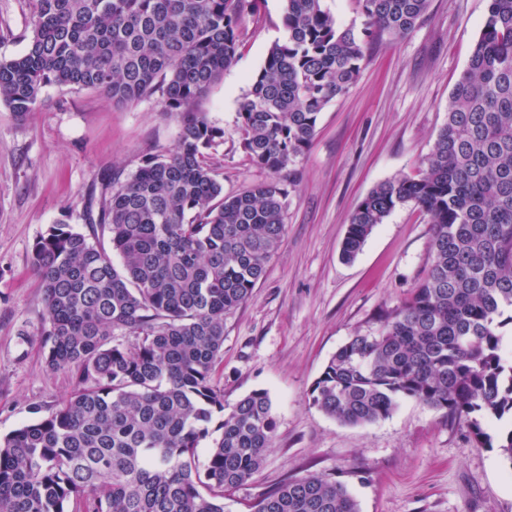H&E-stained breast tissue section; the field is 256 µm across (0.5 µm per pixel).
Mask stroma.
I'll list each match as a JSON object with an SVG mask.
<instances>
[{"label": "stroma", "instance_id": "stroma-1", "mask_svg": "<svg viewBox=\"0 0 512 512\" xmlns=\"http://www.w3.org/2000/svg\"><path fill=\"white\" fill-rule=\"evenodd\" d=\"M283 0H258L242 42L195 108L224 130L206 162L234 194L267 180L241 148L240 105L271 46L285 41ZM487 0H431L416 28L368 47L358 82L320 113L309 148L292 165L282 246L252 297L224 318L219 376L228 402L267 391L274 446L261 469L224 500V512L309 475H335L359 512H512V463L477 447L470 425L411 399L373 423L337 422L309 390L350 336L377 330L432 263L429 217L397 207L350 263L340 258L349 218L379 182L416 175L445 123ZM31 0H0V59L31 36ZM179 119L157 98L116 106L100 93L49 86L35 108L0 103V434L32 421L73 391L40 346L46 305L32 247L55 224L81 231L103 180L125 182L149 154L174 145Z\"/></svg>", "mask_w": 512, "mask_h": 512}]
</instances>
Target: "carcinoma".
Masks as SVG:
<instances>
[{
  "label": "carcinoma",
  "instance_id": "obj_1",
  "mask_svg": "<svg viewBox=\"0 0 512 512\" xmlns=\"http://www.w3.org/2000/svg\"><path fill=\"white\" fill-rule=\"evenodd\" d=\"M32 36L0 59V103L31 111L48 86L114 104L159 95L181 117L175 146L145 156L126 183L105 184L87 231L56 224L33 246L47 318V366L74 390L0 437V512H224L272 447L268 393L233 404L216 369L224 316L251 297L283 241L279 175L309 147L319 114L357 82L368 40L405 34L430 0H356L365 27H342L321 0H284L288 37L271 47L240 105L242 149L273 178L233 195L204 162L224 130L194 105L224 75L257 0H32ZM412 202L432 224L433 261L381 327L357 333L310 389L327 416L363 425L411 398L470 421L512 415V0L487 14L427 168L378 183L350 216L341 255ZM110 247H105L103 239ZM136 338L112 343L114 331ZM220 438L199 461L201 442ZM248 512H358L326 476L284 483Z\"/></svg>",
  "mask_w": 512,
  "mask_h": 512
}]
</instances>
